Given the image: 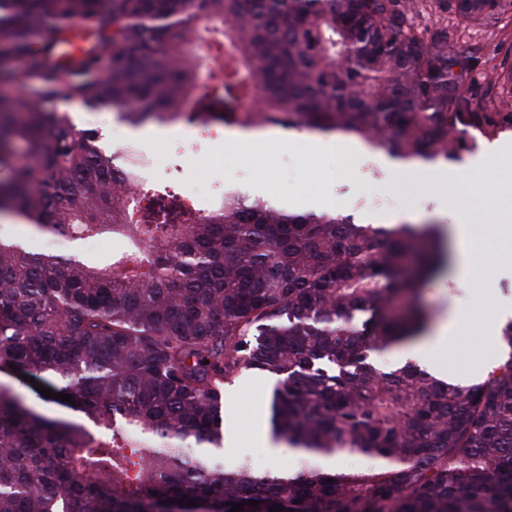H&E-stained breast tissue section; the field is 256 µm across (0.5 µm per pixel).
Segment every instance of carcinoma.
Listing matches in <instances>:
<instances>
[{
  "label": "carcinoma",
  "instance_id": "carcinoma-1",
  "mask_svg": "<svg viewBox=\"0 0 512 512\" xmlns=\"http://www.w3.org/2000/svg\"><path fill=\"white\" fill-rule=\"evenodd\" d=\"M432 12L456 24L418 30ZM504 16L512 0H0V83L29 92L0 96V213L33 233L156 241L97 267L0 238V373L73 396L77 416L0 382V512H512V321L508 359L468 384L370 360L429 329L420 289L448 261L436 227L248 196L202 215L159 195L135 219L138 169L57 107L336 133L446 163L512 95V40L481 63L457 30ZM203 19L236 54L224 100L182 112L196 80L183 47ZM76 23L89 46L65 52ZM245 371L276 378L272 433L298 470L224 468V386ZM352 454L381 464H317Z\"/></svg>",
  "mask_w": 512,
  "mask_h": 512
}]
</instances>
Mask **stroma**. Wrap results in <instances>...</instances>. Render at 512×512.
I'll return each instance as SVG.
<instances>
[{"mask_svg": "<svg viewBox=\"0 0 512 512\" xmlns=\"http://www.w3.org/2000/svg\"><path fill=\"white\" fill-rule=\"evenodd\" d=\"M507 35L503 21H485L466 28L460 45L466 54L485 58H502ZM72 122L81 128L95 130L98 143L106 152L122 147L141 154L161 153L170 147L174 168L165 174L167 182L179 184L184 192L196 186L194 177L207 150H215L220 161L211 167L212 178L220 179L242 161L251 165L255 177L250 184L254 194L295 206L301 199H311L312 210L336 211L363 217V198L382 195L392 199L386 215L390 221L403 220L412 224H434L445 233H452L461 211H470L472 236L478 259L472 282L457 281L454 273L435 276L421 290L424 306L441 320L452 306L472 307L477 318H494L499 305L512 307V262L503 258L493 238L489 216L512 210V191L498 188L499 180L512 173L511 169L494 163L473 169L471 158L478 141L484 135L470 131L457 160L448 162L454 176L452 187L434 185L416 178H396L386 163L383 152L359 144V159L341 164L330 147L310 152L309 131L285 132L273 129L272 138L258 149L241 141L220 140L216 146L207 141H195L194 124L178 120L169 124L149 123L132 127L122 121L109 106H89L79 100L61 103ZM477 357L499 364L505 357L502 347L484 343L479 336L460 337L455 347L435 366L438 373L462 378L471 360ZM273 378L253 372L244 373L224 388V421L227 435L236 437L241 445L223 454L225 467L247 464L262 472L276 467L293 470L299 457L287 445L276 451L254 447L250 438L256 421L270 415V395Z\"/></svg>", "mask_w": 512, "mask_h": 512, "instance_id": "obj_1", "label": "stroma"}]
</instances>
